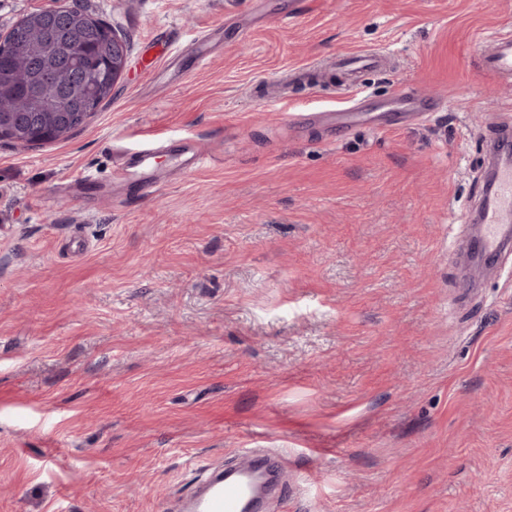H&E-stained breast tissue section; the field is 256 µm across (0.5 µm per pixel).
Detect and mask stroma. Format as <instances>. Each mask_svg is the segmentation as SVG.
I'll list each match as a JSON object with an SVG mask.
<instances>
[{
  "instance_id": "1",
  "label": "stroma",
  "mask_w": 512,
  "mask_h": 512,
  "mask_svg": "<svg viewBox=\"0 0 512 512\" xmlns=\"http://www.w3.org/2000/svg\"><path fill=\"white\" fill-rule=\"evenodd\" d=\"M79 2L130 51L68 138L0 141V512H178L243 448L281 465L265 512H512V252L467 263L512 118L471 56L512 0ZM363 52L368 110L438 111L339 134L293 125L335 84L271 96ZM160 136L214 161L115 179ZM404 98L411 105L410 112H404L402 119H419L424 112H435L437 105L434 100L426 98L419 94L415 89L408 88L404 93Z\"/></svg>"
}]
</instances>
